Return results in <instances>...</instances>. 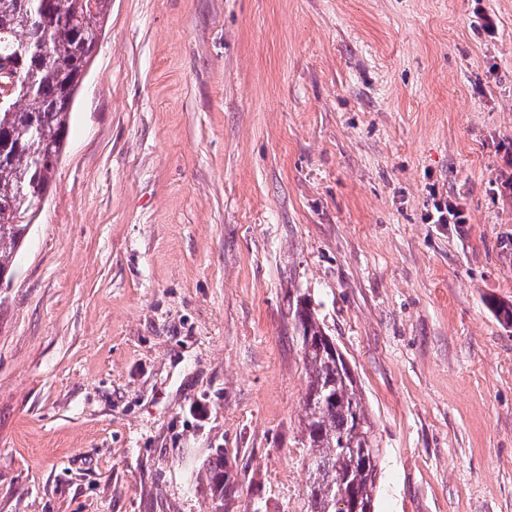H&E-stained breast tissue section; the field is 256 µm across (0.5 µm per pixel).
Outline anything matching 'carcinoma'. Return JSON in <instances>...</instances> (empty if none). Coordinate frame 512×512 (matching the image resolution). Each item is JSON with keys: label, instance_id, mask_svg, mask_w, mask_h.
Returning <instances> with one entry per match:
<instances>
[{"label": "carcinoma", "instance_id": "cac0c4a2", "mask_svg": "<svg viewBox=\"0 0 512 512\" xmlns=\"http://www.w3.org/2000/svg\"><path fill=\"white\" fill-rule=\"evenodd\" d=\"M111 0H0V83L25 78L31 90L0 104V289L13 287L15 260L48 195L70 129L73 99L102 36ZM48 43L52 64L42 61ZM306 385L301 435L308 483L304 512H375L382 456L357 378L329 344L311 302L295 312ZM224 449L208 463L211 512L234 491ZM347 494L336 502V487Z\"/></svg>", "mask_w": 512, "mask_h": 512}]
</instances>
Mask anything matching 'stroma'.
<instances>
[{
	"mask_svg": "<svg viewBox=\"0 0 512 512\" xmlns=\"http://www.w3.org/2000/svg\"><path fill=\"white\" fill-rule=\"evenodd\" d=\"M303 296L376 512H512V0H112L0 307V512H209L217 448L224 512H300ZM227 460L224 449H214L212 459L208 463L207 473L211 491V512L224 511V495L234 492L235 485L229 481L226 468Z\"/></svg>",
	"mask_w": 512,
	"mask_h": 512,
	"instance_id": "35a3bbf8",
	"label": "stroma"
}]
</instances>
